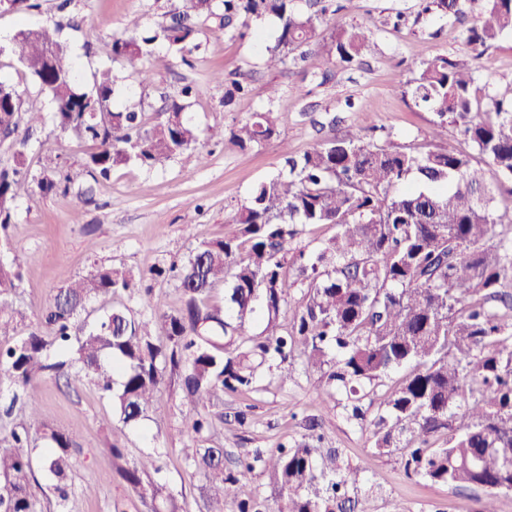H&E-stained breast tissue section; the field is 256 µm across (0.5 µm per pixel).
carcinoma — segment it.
<instances>
[{
	"instance_id": "1",
	"label": "carcinoma",
	"mask_w": 512,
	"mask_h": 512,
	"mask_svg": "<svg viewBox=\"0 0 512 512\" xmlns=\"http://www.w3.org/2000/svg\"><path fill=\"white\" fill-rule=\"evenodd\" d=\"M168 18L145 29L128 21L125 33L101 43L102 55L130 64L163 44L186 60L199 48L207 22L247 35L248 21L279 22L266 46L268 68L304 61L328 11L329 0H308L310 13L295 0H177ZM467 0H420V13L458 16ZM512 33V0H487L468 43L482 54ZM370 48L362 27L342 28L320 45L329 64L359 63ZM11 56L54 105L53 121L63 133L89 143L82 162L93 181L112 168L135 164L152 170L198 150L199 134L183 101V86L168 98L156 120L147 119L142 99L114 103L110 68L79 82L61 27L18 32ZM433 115V136L448 125L474 149L377 144L365 135L330 133L301 156L283 150L278 174L260 182L226 221L224 238L197 247L168 270L179 282L181 307L164 309L162 298L145 290L143 311L91 302L135 289L144 275L96 266L68 280L25 325L12 295L23 281L19 265L0 264V371L13 386L9 405L22 402L26 421L0 431V512H43L31 480L40 470L50 481L59 508L72 494L68 479L82 448L79 432L50 429L39 412L37 389L46 379L90 377L112 401L118 422L136 425L161 411L167 370L181 373L180 391L193 417L187 425L184 460L204 475L206 512H347L349 491L362 483L361 470L336 448H317L309 435L271 454L260 451L238 461L237 474L224 473V449L200 443L213 427L214 400L224 391L252 390L265 363H285L300 351L324 370L316 396L325 412L336 409V388L348 389L352 416L362 401L380 414L370 437L379 454L400 453L406 472L434 484L485 490L475 512H497L496 495L512 485V206L497 207L502 189L512 196V89L493 93L460 59L439 55L415 65L404 91ZM44 113L25 105L14 86L0 79V142L12 141V163L0 166V246L10 244L18 199L37 189L70 191L58 157H44L39 174L26 167L27 142L21 125L43 123ZM277 133L273 109L256 112L230 131L244 150ZM333 225L336 234L308 251L298 245L306 227ZM294 267L306 283L292 307ZM224 285V304L210 301ZM289 328L283 329L282 315ZM262 316V330L245 336V326ZM415 369L392 391L375 386L394 370ZM48 446L38 449L33 435ZM444 444L436 445L438 438ZM116 473L138 495L147 512L168 500L160 471L146 456L131 462L110 445ZM261 466L270 473L274 496L262 499L244 480Z\"/></svg>"
}]
</instances>
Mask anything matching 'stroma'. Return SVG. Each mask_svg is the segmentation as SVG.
Returning a JSON list of instances; mask_svg holds the SVG:
<instances>
[{"mask_svg": "<svg viewBox=\"0 0 512 512\" xmlns=\"http://www.w3.org/2000/svg\"><path fill=\"white\" fill-rule=\"evenodd\" d=\"M416 3L334 0L335 12L320 28V37L354 25L366 27L372 33L366 57L349 68H329L314 52L306 61H291L277 70L266 67L255 39L260 33L274 40L277 23L272 18L252 23L251 36L244 39L220 30L206 32L201 48L188 59L175 57L160 45L149 58L132 66L109 63L97 54L98 43L121 32L133 16L142 25H156L177 0H72L65 8L60 0H40L39 9L29 13L0 9V30L11 35L27 25L61 26L84 82H91L98 69L111 67L117 77L116 98L131 92L142 96L148 115L161 111L167 97L183 85H192L195 95L187 111L199 131L201 147L209 154L201 166L189 152L156 170L122 165L109 179L96 183L79 176L85 145L56 128L49 98L40 94L10 55L0 54V77L45 114L43 124L29 133L30 171L39 172L41 156L50 149L64 170L77 173L78 185L94 188L91 203L81 209L75 208L68 193L45 196L36 191L18 200L12 243L0 248V263H16L24 270L16 307L28 320H35L64 278L105 265L144 275L138 289L116 295L115 303L140 311L141 291L150 288L162 297L166 311H177L181 306L177 281L151 279L149 270L182 261L199 245L222 238L227 218L257 184L280 170L282 147L300 154L323 139L317 123L325 116L338 117L336 130L341 134L369 132L379 143L390 140L416 146L428 139L432 115L403 95L415 63L445 55L466 61L480 82L491 88L512 85V36L479 57L467 43L468 30L481 19L486 0H469L465 15L459 18H417ZM399 12L407 21L396 28L392 19ZM325 68L332 74L327 82L321 79ZM219 71L249 88L229 108L223 104V85L213 79ZM272 86L279 91L274 102L268 98ZM270 107L278 111L277 137L246 150L230 142L229 131L235 124ZM285 369L290 372L286 380L280 377ZM166 383L163 413L150 415L146 430L122 432L113 427L111 401L90 380L69 384L50 379L41 385L42 419L53 428L81 433L83 452L72 474L76 491L66 512H114L118 506L123 512H143L138 496L112 476L109 445L114 441L127 459L148 454L159 460L177 512H205L201 489L206 480L186 464L181 453L187 444L185 429L191 411L180 397L177 376L167 375ZM320 384V371L299 354L289 359L286 368H262L252 391L225 392L224 418L215 422L208 446L223 449L224 465L231 468L240 456L301 439L305 418L318 412L315 399ZM337 397L335 412L323 423L325 444L340 449L362 469V492L375 494L373 512H475L482 489H457L407 474L399 454L380 455L371 446L375 408L365 407L364 418L357 419L345 405L346 393L338 392ZM240 410L248 413L242 425L234 419ZM90 482L96 484V494L83 495L82 486Z\"/></svg>", "mask_w": 512, "mask_h": 512, "instance_id": "1", "label": "stroma"}]
</instances>
